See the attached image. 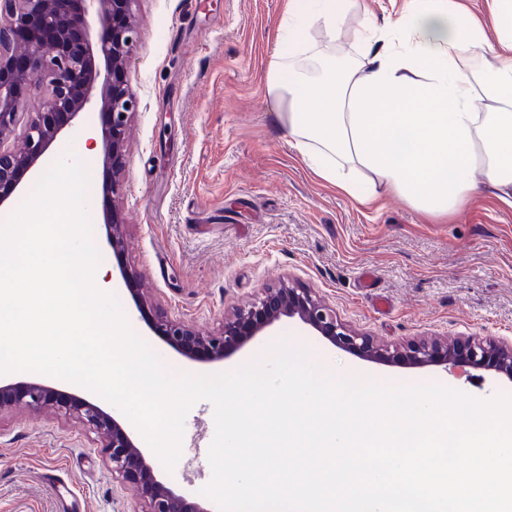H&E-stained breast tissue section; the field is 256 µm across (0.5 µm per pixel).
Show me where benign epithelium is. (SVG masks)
Here are the masks:
<instances>
[{
  "label": "benign epithelium",
  "mask_w": 512,
  "mask_h": 512,
  "mask_svg": "<svg viewBox=\"0 0 512 512\" xmlns=\"http://www.w3.org/2000/svg\"><path fill=\"white\" fill-rule=\"evenodd\" d=\"M135 2L0 0V145L14 134L16 117L28 109L34 91L44 87L21 143L0 150V205L21 190L25 176L38 173L50 146L93 98L101 112L102 165L112 185H117L125 170L129 123L138 109L128 83L139 35ZM104 221L117 251L124 236L122 217L108 207ZM283 317L296 318L333 345L371 361L469 367L512 381V342L469 338L460 345L430 337L392 350L343 323L321 297L286 283L264 289L252 305L224 316L217 333L193 331L166 317L157 318L150 327L178 352L192 358L202 352L204 360L220 362ZM17 402L34 412L62 403L66 411L92 426L100 435V451L112 474L130 484L134 498L142 504L141 512H206L168 486L159 463L97 403L77 397L64 401L56 388L38 381L0 384V412Z\"/></svg>",
  "instance_id": "obj_1"
}]
</instances>
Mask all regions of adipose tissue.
I'll use <instances>...</instances> for the list:
<instances>
[{
    "label": "adipose tissue",
    "mask_w": 512,
    "mask_h": 512,
    "mask_svg": "<svg viewBox=\"0 0 512 512\" xmlns=\"http://www.w3.org/2000/svg\"><path fill=\"white\" fill-rule=\"evenodd\" d=\"M356 0H289L267 92L311 173L356 202L395 195L445 219L492 189L512 205V0H409L364 18L357 57L333 49Z\"/></svg>",
    "instance_id": "adipose-tissue-1"
}]
</instances>
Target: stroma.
<instances>
[{"label": "stroma", "instance_id": "stroma-1", "mask_svg": "<svg viewBox=\"0 0 512 512\" xmlns=\"http://www.w3.org/2000/svg\"><path fill=\"white\" fill-rule=\"evenodd\" d=\"M135 10L140 38L128 81L138 111L113 198L125 224L123 256L102 225L108 174L86 146L99 124L96 105L49 157L71 150L86 158L96 272L165 365L214 374L232 371L241 356L208 364L175 352L148 328L119 263L140 272L162 315L199 331L218 330L260 288L286 281L311 289L381 344L512 340V206L485 191L442 224L397 197L368 209L313 177L291 147L266 81L288 0H137ZM267 334L307 346L338 373L436 382L479 399L506 391L484 371L365 361L296 322ZM214 431L213 404L197 401L180 459L164 475L195 499L212 478ZM100 448L94 430L55 408L0 412V512H136Z\"/></svg>", "mask_w": 512, "mask_h": 512}]
</instances>
